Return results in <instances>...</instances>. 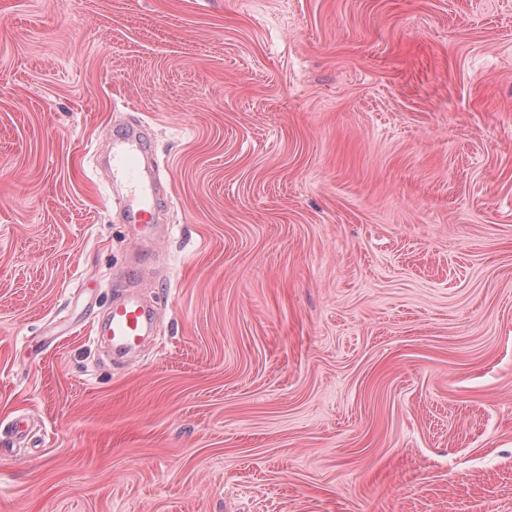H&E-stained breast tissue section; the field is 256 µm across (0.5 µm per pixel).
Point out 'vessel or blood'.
<instances>
[{
  "label": "vessel or blood",
  "instance_id": "1",
  "mask_svg": "<svg viewBox=\"0 0 512 512\" xmlns=\"http://www.w3.org/2000/svg\"><path fill=\"white\" fill-rule=\"evenodd\" d=\"M152 155L150 134L144 125L125 123L113 131L112 179L126 189L114 203L127 223L141 227L138 242L142 251L153 248L164 212L165 190ZM140 275V257L135 254L124 275L125 285L106 308L95 338L96 344L107 348L116 360L137 357L157 330L156 309L140 289Z\"/></svg>",
  "mask_w": 512,
  "mask_h": 512
}]
</instances>
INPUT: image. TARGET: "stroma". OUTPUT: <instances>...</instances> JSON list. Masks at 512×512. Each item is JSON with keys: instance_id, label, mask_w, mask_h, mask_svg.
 <instances>
[{"instance_id": "1", "label": "stroma", "mask_w": 512, "mask_h": 512, "mask_svg": "<svg viewBox=\"0 0 512 512\" xmlns=\"http://www.w3.org/2000/svg\"><path fill=\"white\" fill-rule=\"evenodd\" d=\"M0 512H512V0H0ZM152 155L150 133L144 125L123 123L121 129L113 131L112 181L126 189V195L115 197L113 202L125 221L140 226L143 232L138 237L141 252L132 255L124 275L125 286L112 298L93 339L107 348L114 360L137 357L157 330L155 306L139 286L141 253L153 248L164 212L165 189Z\"/></svg>"}]
</instances>
